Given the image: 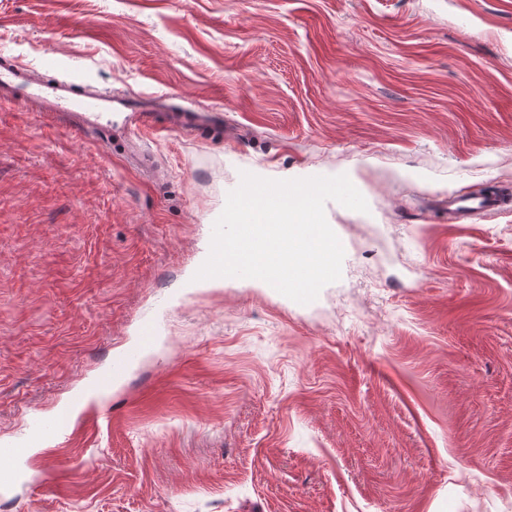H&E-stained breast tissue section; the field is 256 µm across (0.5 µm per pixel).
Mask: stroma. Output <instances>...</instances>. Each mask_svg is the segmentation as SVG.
<instances>
[{"label": "stroma", "instance_id": "obj_1", "mask_svg": "<svg viewBox=\"0 0 512 512\" xmlns=\"http://www.w3.org/2000/svg\"><path fill=\"white\" fill-rule=\"evenodd\" d=\"M4 64L0 445L76 414L0 512H512V209L438 203L512 191V0H0ZM67 74L222 124L79 128ZM244 171L366 199L314 302L189 287ZM440 205L448 211V217H461L474 213L491 214L512 206V200L494 192L459 190L448 192ZM157 327L153 320L144 319L140 325L138 341L116 356L107 371L96 377L90 388L106 391L112 385L121 382L126 376L129 366L138 359L144 351L151 347L157 338Z\"/></svg>", "mask_w": 512, "mask_h": 512}]
</instances>
